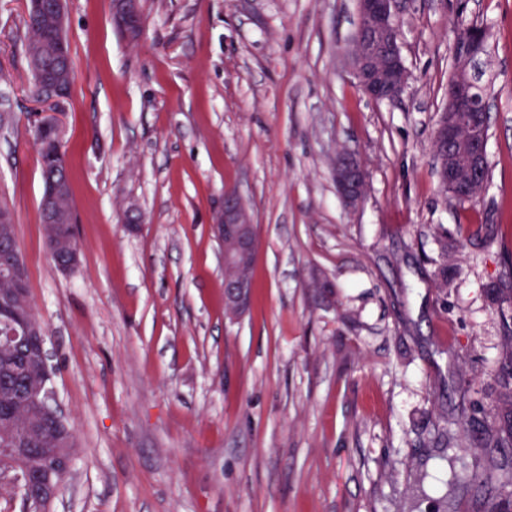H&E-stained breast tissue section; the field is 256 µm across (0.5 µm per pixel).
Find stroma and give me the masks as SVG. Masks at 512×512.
<instances>
[{
	"instance_id": "obj_1",
	"label": "stroma",
	"mask_w": 512,
	"mask_h": 512,
	"mask_svg": "<svg viewBox=\"0 0 512 512\" xmlns=\"http://www.w3.org/2000/svg\"><path fill=\"white\" fill-rule=\"evenodd\" d=\"M66 6L76 80L55 113L80 256L63 274L39 219L25 0H0V196L75 433L49 512H471L418 480L449 452L460 383L477 421L507 410L487 291L512 270V0H402L409 81L379 103L343 63L357 0H147L134 41L108 0ZM460 8L487 30L491 113L488 187L462 203L433 159ZM342 150L368 175L355 207ZM228 191L258 242L236 321L211 229ZM336 187L349 205H357L367 185V173L357 158L348 152L338 154L334 167Z\"/></svg>"
}]
</instances>
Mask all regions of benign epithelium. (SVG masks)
Instances as JSON below:
<instances>
[{"label": "benign epithelium", "instance_id": "1", "mask_svg": "<svg viewBox=\"0 0 512 512\" xmlns=\"http://www.w3.org/2000/svg\"><path fill=\"white\" fill-rule=\"evenodd\" d=\"M400 0H358L356 34L346 51L347 65L363 93L375 102L394 100L404 92L409 72L404 62L398 35ZM136 0H122L113 24L131 30L135 27ZM472 80L459 78L448 91V105L440 114L436 132L447 148L448 183L459 186L467 195L483 187L481 169L487 158L488 132L480 133L474 124L461 118L458 112L466 100L472 98ZM336 187L341 197L354 206L363 199L367 173L357 158L348 153L338 154L334 167ZM61 192L52 189L46 197L47 235L53 237L52 225L61 218ZM256 225L234 192L224 194V205L217 209L213 230L221 242L224 254V300L227 315L236 319L248 308L252 282L249 270L257 249ZM39 338L43 358L42 376L33 390L32 399L42 408L45 418L55 422L64 434L70 428L50 405L52 364L46 348L44 330L37 320L25 327L23 336H0V343L15 345ZM28 448H0V463L8 467L11 482L19 491L31 512H43L60 493L71 471L72 456L61 454L38 474L40 494L28 491Z\"/></svg>", "mask_w": 512, "mask_h": 512}]
</instances>
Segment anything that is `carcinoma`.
I'll return each instance as SVG.
<instances>
[{
  "label": "carcinoma",
  "mask_w": 512,
  "mask_h": 512,
  "mask_svg": "<svg viewBox=\"0 0 512 512\" xmlns=\"http://www.w3.org/2000/svg\"><path fill=\"white\" fill-rule=\"evenodd\" d=\"M459 9L454 20L453 42L468 38L473 27ZM23 52L30 74L28 91L38 101L49 99L46 86L58 85L66 90L75 81L70 44L62 41L61 29L55 15L36 14L27 8L24 20ZM42 171L43 189L56 182L63 187L61 205L74 209L68 169L63 167L64 159L57 151L63 144L62 133L53 127H36L31 130ZM19 253L16 239V222L0 223V264ZM436 287H448V245H441V262L437 268ZM23 293L16 300L13 311L0 309V330L23 331L25 321L34 315L30 301L28 282H23ZM494 301L512 300V269L498 285L489 289ZM507 334L504 336L505 349L499 356L495 370L489 373L491 379L507 395L512 403V316H503ZM24 353L14 348L0 347V448L7 447L2 435L7 423L28 417L30 427L17 436V448H55L56 436L50 433L37 414L28 405L31 378L23 367ZM472 404L467 391H462L456 406L454 424L464 440L479 449L467 475L450 480L437 477L435 481L445 489V496L455 493L459 482L474 490L478 504L476 512H512V409L495 424H481L471 415Z\"/></svg>",
  "instance_id": "obj_1"
}]
</instances>
